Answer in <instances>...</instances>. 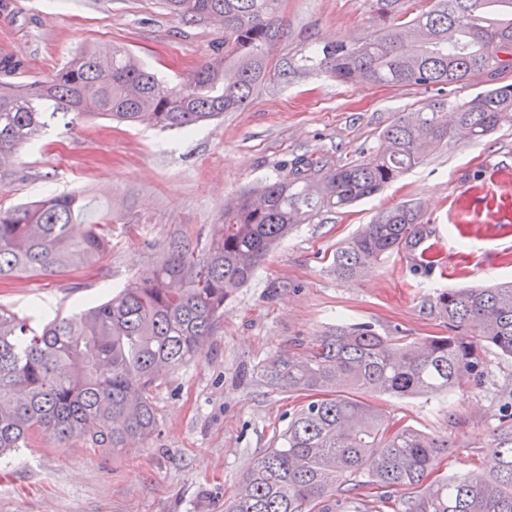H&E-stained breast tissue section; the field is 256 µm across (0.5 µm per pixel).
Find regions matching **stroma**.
Returning a JSON list of instances; mask_svg holds the SVG:
<instances>
[{
    "instance_id": "35a3bbf8",
    "label": "stroma",
    "mask_w": 512,
    "mask_h": 512,
    "mask_svg": "<svg viewBox=\"0 0 512 512\" xmlns=\"http://www.w3.org/2000/svg\"><path fill=\"white\" fill-rule=\"evenodd\" d=\"M366 0H287L283 51L299 59L314 41L360 37ZM221 29L167 15L158 0H0V61L13 80L43 78L89 45L124 44L164 81L182 82L205 59ZM470 82L451 93L416 88L357 89L314 70L272 77L243 109L191 133L106 120L53 124L37 146L0 166V205L73 190L85 222L115 218L112 245L91 269L47 278H0V305L31 326L108 298L152 266L169 238H205L224 203L286 175L294 159L333 164L375 158L383 132L403 114L440 101L445 112L482 92ZM512 127L482 141L454 136L373 198L300 225L269 253L250 283L224 306L202 354L153 394L157 430L119 452L81 440L33 439L0 458V512H224L242 475L287 429L298 398L271 389L264 365L279 352L311 346L338 322L416 343L444 336L434 302L444 289L512 281ZM421 205L447 266L429 277L394 255L351 283L332 269L336 249L382 209ZM488 380L441 396L368 393L384 417L453 446L439 472L487 471L489 446L512 403V359L486 348Z\"/></svg>"
}]
</instances>
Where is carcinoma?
Returning a JSON list of instances; mask_svg holds the SVG:
<instances>
[{"instance_id":"cac0c4a2","label":"carcinoma","mask_w":512,"mask_h":512,"mask_svg":"<svg viewBox=\"0 0 512 512\" xmlns=\"http://www.w3.org/2000/svg\"><path fill=\"white\" fill-rule=\"evenodd\" d=\"M285 0H161L184 24L223 30L184 82L169 84L126 47L79 52L44 79L0 82V157L42 140L60 116L190 131L244 108L265 84L288 37ZM370 31L352 44L309 47L302 68L355 88L444 90L493 82L512 69V0H368ZM509 12L492 18L488 8ZM400 116L372 162L321 164L298 158L293 177L265 183L224 204V221L206 241L173 238L162 260L121 291L37 330L0 306V456L36 435L81 439L118 451L155 433L153 393L214 335L232 294L253 277L271 247L299 224L374 196L455 131L480 140L512 126V85L489 87L456 105ZM83 198L71 192L0 207V276L53 277L101 260L112 235L105 213L80 232ZM423 209H383L336 251V275L354 282L393 254L429 277L444 263L432 250ZM434 308L451 334L408 343L369 325H341L305 352L271 359V388L301 399L281 446L247 470L224 512H349V482L366 477L393 512H512V427L490 445L496 469L438 474L448 436L389 422L362 399L451 393L484 383L486 346L512 358V285L450 288ZM411 495L399 501L392 494Z\"/></svg>"}]
</instances>
